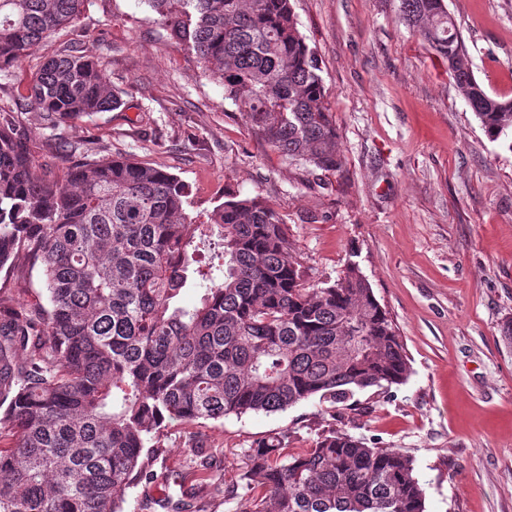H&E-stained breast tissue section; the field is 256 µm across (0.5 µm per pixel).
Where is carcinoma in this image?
Segmentation results:
<instances>
[{"label": "carcinoma", "mask_w": 512, "mask_h": 512, "mask_svg": "<svg viewBox=\"0 0 512 512\" xmlns=\"http://www.w3.org/2000/svg\"><path fill=\"white\" fill-rule=\"evenodd\" d=\"M195 52L282 156L339 171L321 68L290 0H143ZM83 0H0V69L78 19ZM400 18L448 62L487 136L512 132V99L476 79L445 0H400ZM25 100L53 128L123 101L98 58L68 49ZM18 113L0 112V272L48 306L0 297V512H123L153 478L152 434L172 422L275 413L403 383L408 358L387 310L351 264L308 284L288 228L256 197L226 195L207 221L177 176L129 158L36 174ZM218 229L219 274L199 266ZM23 255L30 269H19ZM204 293L177 301L192 279ZM283 437L247 454L248 512H425L413 459L343 430L301 454ZM33 288H28L27 291L18 292L14 288H2L0 296L8 297L17 303L23 304L27 307H36L39 304L47 305V295L44 288H41V283L37 271H33Z\"/></svg>", "instance_id": "1"}]
</instances>
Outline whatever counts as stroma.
I'll use <instances>...</instances> for the list:
<instances>
[{"label": "stroma", "mask_w": 512, "mask_h": 512, "mask_svg": "<svg viewBox=\"0 0 512 512\" xmlns=\"http://www.w3.org/2000/svg\"><path fill=\"white\" fill-rule=\"evenodd\" d=\"M445 3L477 79L512 97V0ZM291 4L321 66L336 173L309 172L256 135L143 0H84L76 25L0 69V108L11 109L46 58L92 53L125 105L60 129L17 107L38 174L80 162L77 143L177 175L194 216L229 192L259 198L287 225L310 283L358 265L409 358L403 384L334 407L313 398L165 427L151 438L154 479L129 489L124 512H168L162 499L185 491L203 512H247L251 445L282 435L294 454L335 428L411 456L426 512H512V347L499 332L512 317V151L485 134L446 64L399 19V0Z\"/></svg>", "instance_id": "35a3bbf8"}]
</instances>
